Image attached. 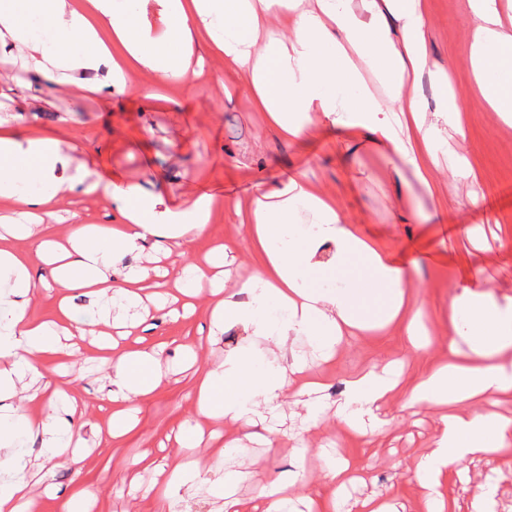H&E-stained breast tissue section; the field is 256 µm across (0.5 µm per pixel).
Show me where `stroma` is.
<instances>
[{
	"label": "stroma",
	"instance_id": "stroma-1",
	"mask_svg": "<svg viewBox=\"0 0 512 512\" xmlns=\"http://www.w3.org/2000/svg\"><path fill=\"white\" fill-rule=\"evenodd\" d=\"M427 5L433 65L447 71L456 91L475 95L464 0H427ZM17 71V79H0V115L28 134L65 125L79 145L65 174L80 169L89 182L101 177L128 179L162 193L168 205L180 206L201 192L230 205L245 199L256 183L304 172L323 191L342 200L349 221L360 225L369 239L416 262L411 293L423 305L419 330L428 349L417 352L411 337L402 332L368 331L350 337L322 365L325 399L333 405L353 375L401 361L400 387L384 407L388 426L359 443L330 412L307 432L304 409L286 404L273 421L277 447L249 439L247 427L235 425L231 431L241 439L238 464L252 473L251 480L238 487L240 497H253L271 479L298 469L305 470L315 488H323L327 480L318 452L324 449L347 458L358 477L338 495L339 512H351L356 502L374 496L394 502L398 512H423L424 491L415 470L440 430V412L413 414L408 398L427 369L448 361V304L461 293L472 268H481L497 301L512 302V127L479 108L463 113L464 138L445 139L433 147L444 207L434 210L425 188L417 184L416 214L396 216L390 211V200L400 187L395 173L372 147L346 146L336 129L291 144L267 125L248 98L239 95L225 102L209 96L202 82L178 104L162 108L130 95L115 94L105 101L96 96L76 99L64 87L31 78L26 64H18ZM459 165L475 170L477 180L453 176ZM472 196L477 199L473 206L468 203ZM209 300V293L201 292L195 314L176 322L166 310L150 308L124 339L131 350L165 343L160 357L164 380L141 398L140 422L128 435L107 447L88 438L82 462L46 465L43 482L54 486L57 496H40V512H62L63 502L85 489L92 496L78 512H154L151 465L180 457L183 450L173 432L184 421H199L189 397L192 375L179 370L175 340L194 341L199 348L197 365L207 368L223 361L225 350L245 339L236 330L209 339ZM95 354L92 336H85L79 351L67 360V387L91 419L101 422L106 417L100 405L108 388V370L94 363ZM488 478L495 486L494 512H512V457L501 451L449 470L447 489L455 512H472L478 487Z\"/></svg>",
	"mask_w": 512,
	"mask_h": 512
}]
</instances>
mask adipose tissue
I'll return each instance as SVG.
<instances>
[{
	"label": "adipose tissue",
	"mask_w": 512,
	"mask_h": 512,
	"mask_svg": "<svg viewBox=\"0 0 512 512\" xmlns=\"http://www.w3.org/2000/svg\"><path fill=\"white\" fill-rule=\"evenodd\" d=\"M470 66L485 108L512 126V0H468ZM425 0H0V76L18 60L37 76L76 96L139 94L151 99L188 91L189 79L207 75L225 94L247 92L256 111L288 141L315 128L342 126L346 139L373 144L393 169L411 168L429 192L434 173L425 160L433 142L462 132L469 99L433 69L426 38ZM77 144L62 130L21 136L0 117V206L19 215H53L70 193L106 199L112 223L88 224L73 215L57 230L47 224L0 228V512H30V485L45 464L79 462L83 441L74 420L53 403L41 360L72 353L75 334L90 319L71 301L80 292L100 307L140 309L163 298L170 316L195 312L200 289L212 295V335L242 327L246 344L193 379L197 415L268 432L285 402L315 412L324 386L318 370L347 337L404 326L415 335L422 313L406 288L412 267L367 241L349 223L337 199L305 173L258 183L230 220L248 225L253 258L246 271L226 270L228 246L190 262V246L211 236L218 204L203 194L183 207L126 180L84 181L57 176ZM175 257L177 275L160 265ZM57 299L58 320L33 314L30 270ZM99 360L109 371L111 405L98 426L100 443L137 424L136 403L163 380L156 350L123 348L113 329L125 319L100 317ZM307 339L313 363L293 362V345ZM466 341L472 360L430 370L411 391V405L431 409L512 390V304L501 305L480 278L455 296L448 311V351ZM398 386L394 365L346 381L336 417L366 437L384 426L379 409ZM439 436L419 463L425 512H445L449 469L490 448L512 446V417L469 411L441 418ZM40 437L42 460L23 462L22 436ZM163 489L159 512H171L169 492L198 482V464L174 460L154 467ZM248 472L234 469L211 480L223 512H319L318 492L300 472L273 481L257 501L236 497Z\"/></svg>",
	"instance_id": "ef3b65f1"
}]
</instances>
